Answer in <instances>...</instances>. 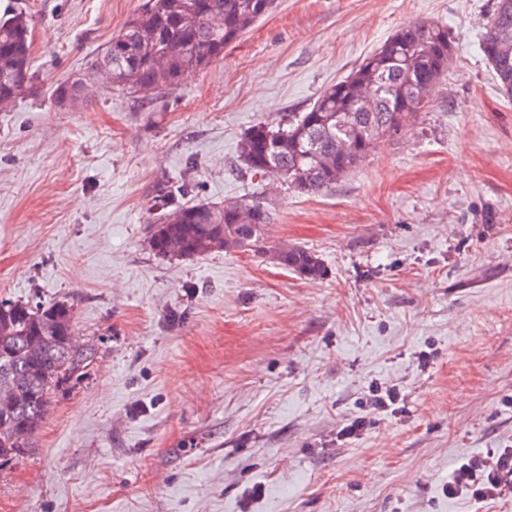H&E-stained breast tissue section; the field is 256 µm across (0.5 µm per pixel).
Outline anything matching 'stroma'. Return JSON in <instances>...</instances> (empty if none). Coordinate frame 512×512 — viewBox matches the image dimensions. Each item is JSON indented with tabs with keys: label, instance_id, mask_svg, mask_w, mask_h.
I'll use <instances>...</instances> for the list:
<instances>
[{
	"label": "stroma",
	"instance_id": "obj_1",
	"mask_svg": "<svg viewBox=\"0 0 512 512\" xmlns=\"http://www.w3.org/2000/svg\"><path fill=\"white\" fill-rule=\"evenodd\" d=\"M142 3L0 0L33 18L34 73L0 108V300L70 306L95 349L0 466V512H512V493L442 492L512 448V99L479 49L496 0H276L147 101L95 72ZM420 21L447 26L453 58L401 133L319 195L245 168L249 127L287 126ZM75 79L91 94L57 105ZM161 182L264 199L270 243L326 275L156 255ZM380 388L394 410L371 407Z\"/></svg>",
	"mask_w": 512,
	"mask_h": 512
}]
</instances>
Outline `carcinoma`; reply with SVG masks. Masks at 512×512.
<instances>
[{"label": "carcinoma", "mask_w": 512, "mask_h": 512, "mask_svg": "<svg viewBox=\"0 0 512 512\" xmlns=\"http://www.w3.org/2000/svg\"><path fill=\"white\" fill-rule=\"evenodd\" d=\"M275 7V0H145L141 10L106 44L100 60L111 65L108 82L143 92L178 87L182 76L209 66ZM220 16L214 32L209 20ZM32 18L18 12L0 20V105L22 94L31 81ZM480 50L504 95L512 97V0H497ZM448 28L417 22L398 29L362 59L346 78L325 89L306 112L283 129L260 122L245 132L240 157L254 173L273 175L298 191H327L357 168L377 142L398 134L448 70ZM156 211L149 244L162 257L192 259L219 250L256 251L306 279L326 275L311 251L268 244L272 214L260 200L210 205L185 199V190L154 189ZM73 315L64 304L31 306L0 301V383L17 398L0 404V466L26 453L48 410L51 395L79 377L95 356L71 342Z\"/></svg>", "instance_id": "1"}]
</instances>
